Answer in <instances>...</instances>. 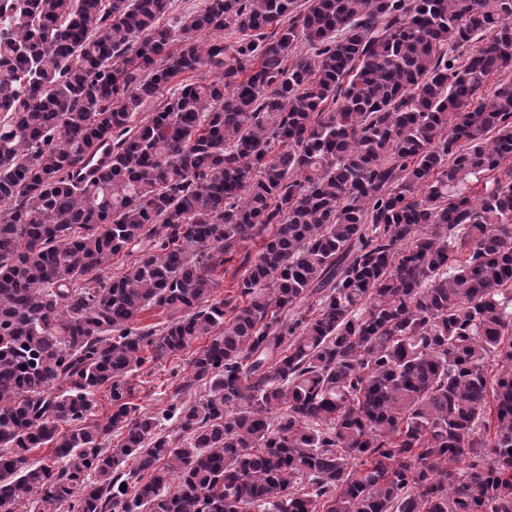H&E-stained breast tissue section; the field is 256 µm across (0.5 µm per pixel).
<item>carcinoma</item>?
<instances>
[{"instance_id": "carcinoma-1", "label": "carcinoma", "mask_w": 512, "mask_h": 512, "mask_svg": "<svg viewBox=\"0 0 512 512\" xmlns=\"http://www.w3.org/2000/svg\"><path fill=\"white\" fill-rule=\"evenodd\" d=\"M172 2L0 0V507L512 512V0ZM176 359H170L159 364H146L144 369L133 378L135 384L136 399L142 409L146 411H160L167 405V397L162 394L160 385L171 377L174 372L180 373L187 368L186 359L188 354L181 353ZM144 382V383H140Z\"/></svg>"}]
</instances>
